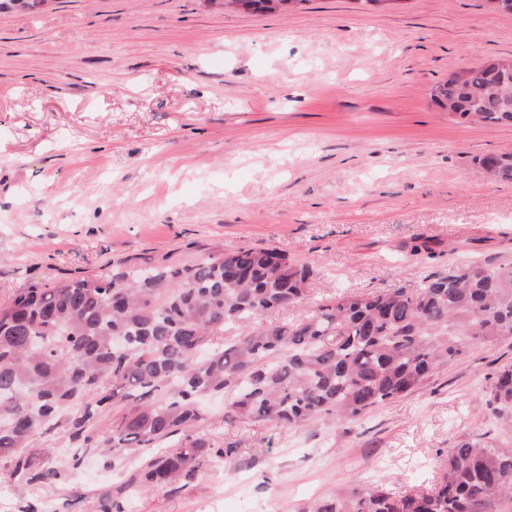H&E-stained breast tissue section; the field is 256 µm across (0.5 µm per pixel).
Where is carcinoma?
Wrapping results in <instances>:
<instances>
[{"label": "carcinoma", "mask_w": 512, "mask_h": 512, "mask_svg": "<svg viewBox=\"0 0 512 512\" xmlns=\"http://www.w3.org/2000/svg\"><path fill=\"white\" fill-rule=\"evenodd\" d=\"M261 13L302 0H242ZM439 85L448 115L512 125V71L475 66ZM512 180V154L480 161ZM313 273L276 248L202 259L119 264L112 272L32 283L0 305V456L26 484L56 479L22 455L35 436L61 430L70 447L145 459L100 498L125 512L131 487L189 480L212 457L231 455L205 427L219 421L298 429L356 420L420 389L473 340L512 338V266L470 262L418 288L341 293L287 323ZM222 397L211 416L204 400ZM486 405L512 434V367L493 377ZM174 440L176 451L150 450ZM302 512H512V444L465 437L431 488L397 493L389 483L346 487Z\"/></svg>", "instance_id": "cac0c4a2"}]
</instances>
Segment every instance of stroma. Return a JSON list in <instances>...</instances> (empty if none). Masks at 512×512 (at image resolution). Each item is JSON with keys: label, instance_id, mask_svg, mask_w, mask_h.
I'll return each mask as SVG.
<instances>
[{"label": "stroma", "instance_id": "35a3bbf8", "mask_svg": "<svg viewBox=\"0 0 512 512\" xmlns=\"http://www.w3.org/2000/svg\"><path fill=\"white\" fill-rule=\"evenodd\" d=\"M512 57L488 0H302L263 14L217 0H48L0 13V303L35 281L119 263L275 247L308 264L291 321L343 292L415 288L462 259L512 264V182L480 158L512 126L462 123L432 98L458 70ZM436 253L413 256L415 239ZM512 338L476 341L423 388L297 430L209 428L230 457L187 483L131 489L127 512H299L341 487L440 476L462 437H502L489 376ZM57 481L15 482L0 512H86L138 457L68 465L60 434L26 450Z\"/></svg>", "mask_w": 512, "mask_h": 512}]
</instances>
